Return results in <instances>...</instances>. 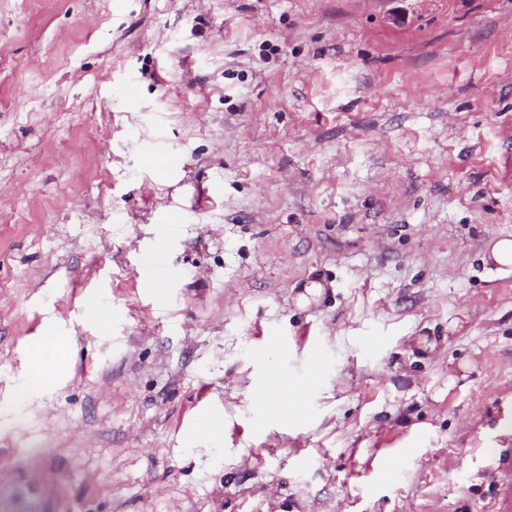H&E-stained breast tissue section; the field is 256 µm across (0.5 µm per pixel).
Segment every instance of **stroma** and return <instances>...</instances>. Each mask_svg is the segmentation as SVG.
Here are the masks:
<instances>
[{
  "label": "stroma",
  "instance_id": "obj_1",
  "mask_svg": "<svg viewBox=\"0 0 512 512\" xmlns=\"http://www.w3.org/2000/svg\"><path fill=\"white\" fill-rule=\"evenodd\" d=\"M511 234L512 0H0V512H501ZM43 344H52V345H60L66 346L67 341L62 336H55L51 332H46L45 336L42 338V343L38 346H35L30 354V365H29V376L28 382L23 386L20 395L26 396L28 395L34 388L33 385H38L42 383V374L45 371L46 363L44 356L42 354V346Z\"/></svg>",
  "mask_w": 512,
  "mask_h": 512
}]
</instances>
